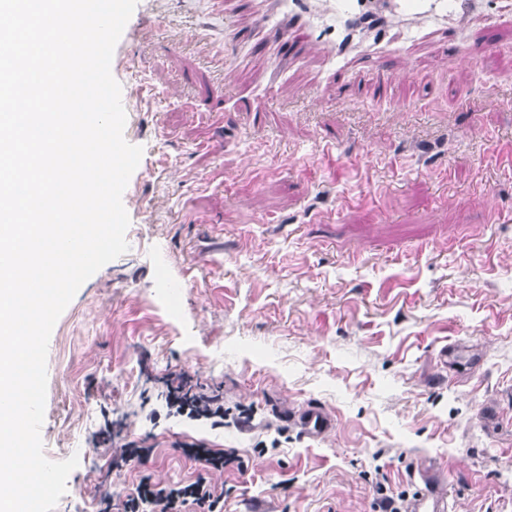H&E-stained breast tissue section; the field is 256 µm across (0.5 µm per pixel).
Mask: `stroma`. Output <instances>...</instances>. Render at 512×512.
I'll return each mask as SVG.
<instances>
[{
	"label": "stroma",
	"instance_id": "stroma-1",
	"mask_svg": "<svg viewBox=\"0 0 512 512\" xmlns=\"http://www.w3.org/2000/svg\"><path fill=\"white\" fill-rule=\"evenodd\" d=\"M272 2L137 0L115 46L143 155L128 252L49 341L44 453L79 458L54 512H117L146 477L205 479L223 512H381L423 469L452 512H512V0L360 36L342 80L329 46L280 56ZM172 373L223 390V426L168 413ZM108 426L148 460L114 470ZM293 420L304 434L312 437H318L332 427L331 418L318 405L307 406Z\"/></svg>",
	"mask_w": 512,
	"mask_h": 512
}]
</instances>
